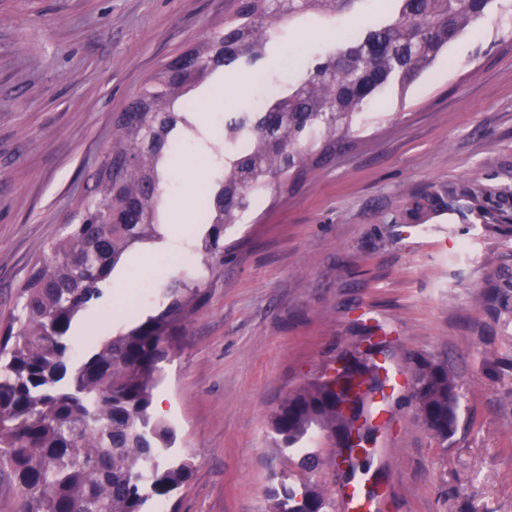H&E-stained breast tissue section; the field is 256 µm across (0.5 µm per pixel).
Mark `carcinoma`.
Returning <instances> with one entry per match:
<instances>
[{"label":"carcinoma","instance_id":"cac0c4a2","mask_svg":"<svg viewBox=\"0 0 512 512\" xmlns=\"http://www.w3.org/2000/svg\"><path fill=\"white\" fill-rule=\"evenodd\" d=\"M359 0H238L234 14L201 43L167 60L114 120L91 196L80 200L68 232L50 244L21 288L18 332L0 336V481L20 491L16 512H144L171 497L192 474L183 457H165L174 432L152 411L162 363L209 290L190 271L172 280L159 310L106 336L71 362L73 329L104 295L121 258L161 239L163 184L173 177L177 126L187 123L185 96L217 73L263 58L271 33L303 15L334 17ZM389 21L346 32L325 57L299 55L303 78L277 89L267 81L265 106L224 118V139L238 145L199 207L203 264H224V232L261 192L292 171L319 164L336 133L384 86L413 83L448 43L481 19L492 0H392ZM478 300L493 314H512V271L497 268ZM382 343H361L288 394L271 418L280 447L301 450L300 483L282 479L275 512H333L331 486L347 465L368 471L377 428L365 404L383 392L376 361ZM410 399L440 444L458 424L459 392L445 361L415 362ZM338 439L330 471L306 445L314 431Z\"/></svg>","mask_w":512,"mask_h":512}]
</instances>
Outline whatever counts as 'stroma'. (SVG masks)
I'll use <instances>...</instances> for the list:
<instances>
[{
  "label": "stroma",
  "instance_id": "obj_1",
  "mask_svg": "<svg viewBox=\"0 0 512 512\" xmlns=\"http://www.w3.org/2000/svg\"><path fill=\"white\" fill-rule=\"evenodd\" d=\"M237 0H0V332L18 314L32 263L64 235L89 194L115 117L157 66L201 41ZM385 0H358L329 20L273 34L255 66L225 77L222 96L192 92L206 147L181 131L165 201L185 202L190 230L177 261L151 263L162 241L131 250L102 304L77 323V346L128 327L130 289L152 313L183 269L209 297L190 319L155 393L167 399L173 449L193 464L172 498L148 512H272L274 477L298 457L270 418L282 399L361 336L378 360L411 374L420 358L457 373L458 427L447 445L395 389L372 471L386 512H512V322L478 301L491 266L512 267V0L449 43L408 88L392 83L354 118L323 165L263 192L224 234V264L205 274L196 196L183 167L209 178L225 113L251 108L260 78L298 80L289 51L327 50L338 30L388 19ZM483 189L484 212L449 194Z\"/></svg>",
  "mask_w": 512,
  "mask_h": 512
}]
</instances>
